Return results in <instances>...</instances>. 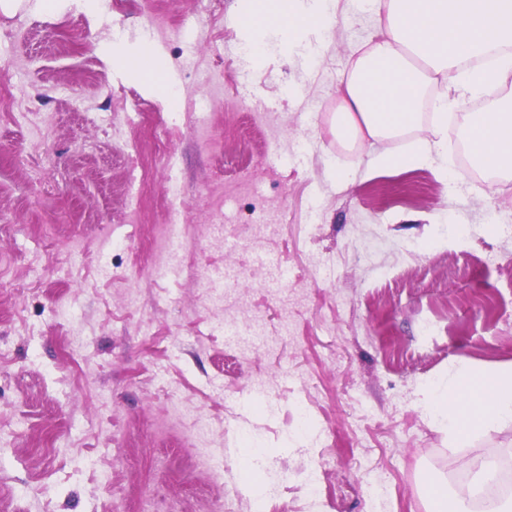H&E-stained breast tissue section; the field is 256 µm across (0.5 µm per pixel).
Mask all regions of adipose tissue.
<instances>
[{"label": "adipose tissue", "instance_id": "adipose-tissue-1", "mask_svg": "<svg viewBox=\"0 0 512 512\" xmlns=\"http://www.w3.org/2000/svg\"><path fill=\"white\" fill-rule=\"evenodd\" d=\"M369 11L378 33L350 63L337 135L360 144L412 136L409 152H382L378 164L410 168L437 157L441 174L452 177L441 138L449 107L512 80V0H370ZM332 18V0H241L244 54L258 61L272 36L292 49L307 33L329 30ZM114 62L177 103V86L151 51L141 48ZM464 133L477 165L512 173V92L467 113ZM423 402L452 444L512 425V367L490 376L460 373L454 390L432 385Z\"/></svg>", "mask_w": 512, "mask_h": 512}]
</instances>
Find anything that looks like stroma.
I'll use <instances>...</instances> for the list:
<instances>
[{
    "instance_id": "obj_1",
    "label": "stroma",
    "mask_w": 512,
    "mask_h": 512,
    "mask_svg": "<svg viewBox=\"0 0 512 512\" xmlns=\"http://www.w3.org/2000/svg\"><path fill=\"white\" fill-rule=\"evenodd\" d=\"M100 13L0 12V512H432L429 486L512 460V426L452 448L421 409L436 378L512 366V178L467 160L471 99L448 114L453 179L381 168L410 138L333 133L376 33L355 0H336L308 66L275 50L246 63L237 0ZM140 39L172 65L176 106L109 67L108 47ZM172 197L194 245L160 276ZM257 197L276 214L251 211ZM210 224L227 246L198 244ZM224 269L240 280L202 287ZM228 317L258 320L248 355L228 348ZM261 380L264 405L242 410Z\"/></svg>"
}]
</instances>
